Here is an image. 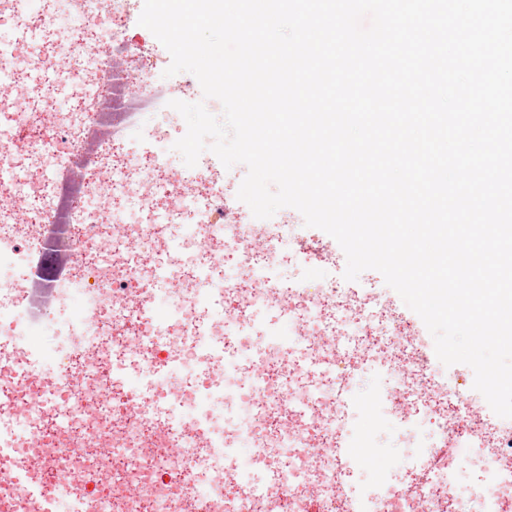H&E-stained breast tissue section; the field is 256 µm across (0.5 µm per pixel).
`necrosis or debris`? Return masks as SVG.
<instances>
[{"mask_svg": "<svg viewBox=\"0 0 512 512\" xmlns=\"http://www.w3.org/2000/svg\"><path fill=\"white\" fill-rule=\"evenodd\" d=\"M133 16L134 0L45 9L40 25L60 40L48 53L13 47L0 87L22 100L48 58L89 48L82 81L108 101L103 64L120 49L142 104L87 171L85 194L59 205L44 170L93 110L65 112L45 95L40 114L14 116L23 153H0L33 204L23 223L0 221V512L62 501L69 512H309L314 499L322 512H512V422L478 427L458 385L419 364L417 331L396 307L333 279L305 284L298 267L333 260L299 249L287 214L260 224L219 213L229 171L187 167L154 122L177 118L169 102L195 77H158L147 41L128 33ZM59 215L72 271L31 317L33 257ZM367 410L414 441L376 486L359 479ZM445 440L464 451L460 471L424 473Z\"/></svg>", "mask_w": 512, "mask_h": 512, "instance_id": "4bbe7bcc", "label": "necrosis or debris"}]
</instances>
